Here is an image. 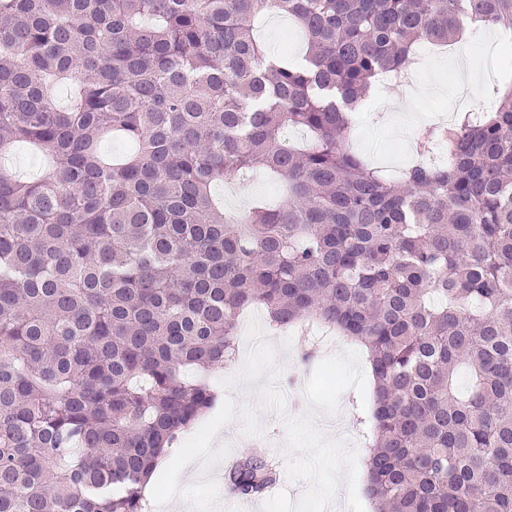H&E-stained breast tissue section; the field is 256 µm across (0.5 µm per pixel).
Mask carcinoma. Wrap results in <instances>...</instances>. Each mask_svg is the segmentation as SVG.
Returning <instances> with one entry per match:
<instances>
[{"label": "carcinoma", "instance_id": "1", "mask_svg": "<svg viewBox=\"0 0 512 512\" xmlns=\"http://www.w3.org/2000/svg\"><path fill=\"white\" fill-rule=\"evenodd\" d=\"M484 28L512 40V0H0V158H48L0 164V512H142L255 305L366 352L371 512H512V78L428 130L446 162L393 177L347 143L381 77ZM257 171L283 201L225 210ZM278 478L253 452L224 474ZM41 156L35 147H24L20 148L15 152V155L13 157V163L15 167L17 168L16 171L20 176L23 177H35L38 175L41 171L42 167V160ZM34 161L35 166L34 167H28L25 165L27 161Z\"/></svg>", "mask_w": 512, "mask_h": 512}]
</instances>
